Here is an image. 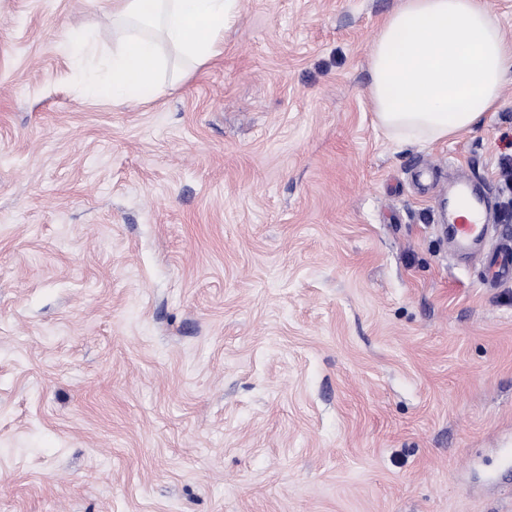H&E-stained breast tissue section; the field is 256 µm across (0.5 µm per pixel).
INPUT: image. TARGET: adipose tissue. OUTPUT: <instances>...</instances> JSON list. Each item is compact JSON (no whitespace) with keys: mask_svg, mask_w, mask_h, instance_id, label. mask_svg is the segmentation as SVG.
<instances>
[{"mask_svg":"<svg viewBox=\"0 0 512 512\" xmlns=\"http://www.w3.org/2000/svg\"><path fill=\"white\" fill-rule=\"evenodd\" d=\"M239 0H114L109 75L86 91L119 103L158 94L171 58L220 55ZM378 124L401 143L434 144L473 130L499 106L512 72V38L486 0H397L369 54Z\"/></svg>","mask_w":512,"mask_h":512,"instance_id":"1","label":"adipose tissue"}]
</instances>
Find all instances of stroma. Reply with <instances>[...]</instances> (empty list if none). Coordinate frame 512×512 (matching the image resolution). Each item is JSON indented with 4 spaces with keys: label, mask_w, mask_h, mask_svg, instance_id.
I'll return each instance as SVG.
<instances>
[{
    "label": "stroma",
    "mask_w": 512,
    "mask_h": 512,
    "mask_svg": "<svg viewBox=\"0 0 512 512\" xmlns=\"http://www.w3.org/2000/svg\"><path fill=\"white\" fill-rule=\"evenodd\" d=\"M113 0H0V512H512V281L412 182L502 204L473 131L377 124L397 0H239L219 58L83 91Z\"/></svg>",
    "instance_id": "1"
}]
</instances>
